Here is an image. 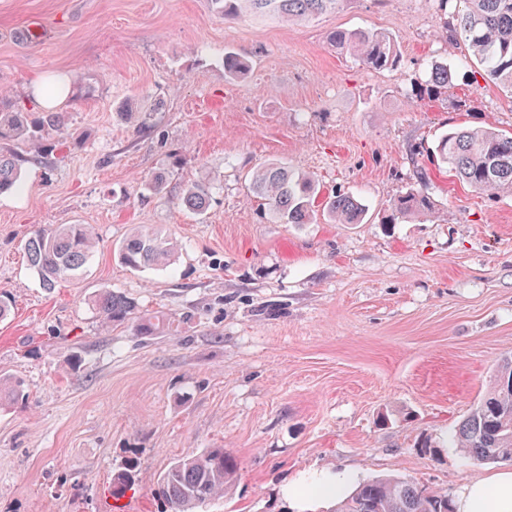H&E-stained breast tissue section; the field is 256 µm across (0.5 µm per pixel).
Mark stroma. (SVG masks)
<instances>
[{"mask_svg":"<svg viewBox=\"0 0 512 512\" xmlns=\"http://www.w3.org/2000/svg\"><path fill=\"white\" fill-rule=\"evenodd\" d=\"M433 0H342L314 19H227L211 0H0V112H31L28 82L70 75L63 135L22 155L0 196V369L26 397L0 409V512H160L159 475L224 447L239 463L198 512H328L288 497L324 474L394 476L459 496L512 461L465 463L448 436L512 354V197L422 158L433 215L386 223L417 182L410 153L448 130H512V94L470 62L438 98L415 97L446 51ZM394 37L375 70L329 43L340 29ZM250 64L224 74V52ZM149 114L139 132L117 106ZM282 162L322 194L361 198L359 224L262 218L247 175ZM164 175L162 192L143 189ZM206 182L204 215L185 208ZM92 225L83 278L42 288L25 243L38 229ZM135 224L177 241L173 268L134 271L115 249ZM159 316L158 333L103 325L100 289ZM78 357L80 367L64 363ZM432 439L433 449L423 448ZM143 481L109 485L126 457ZM210 187L203 183H195L183 189L181 201L195 213H205L209 207Z\"/></svg>","mask_w":512,"mask_h":512,"instance_id":"1","label":"stroma"}]
</instances>
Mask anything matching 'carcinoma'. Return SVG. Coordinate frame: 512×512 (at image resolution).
Wrapping results in <instances>:
<instances>
[{
    "instance_id": "1",
    "label": "carcinoma",
    "mask_w": 512,
    "mask_h": 512,
    "mask_svg": "<svg viewBox=\"0 0 512 512\" xmlns=\"http://www.w3.org/2000/svg\"><path fill=\"white\" fill-rule=\"evenodd\" d=\"M342 0H212L226 18L262 16L283 22L312 18L332 10ZM448 14L445 39L454 46L463 42L479 59L485 76L512 92V0H435ZM336 50L356 57L373 69L395 66L400 59L397 41L390 35L365 29H343L330 35ZM465 61L437 64L425 90L432 95L447 92L448 85ZM248 62L241 56L224 54V73L230 78L247 74ZM65 113L0 112V141L23 140L39 149L52 135L64 132ZM440 162L451 165L463 183L491 196H512V134L489 129L458 128L441 136L434 149ZM25 158L14 151L0 150V194L19 187ZM419 188L396 196L386 223L413 220L432 213L434 202L427 192L423 171ZM252 192L264 200L263 212L282 224H308L317 193L315 180L289 167L272 163L256 170L250 178ZM210 187L195 183L183 189L181 201L189 210L207 211ZM329 220L338 224H360L365 206L352 194L336 192L324 207ZM97 237L89 224H59L38 230L26 247L28 266L40 284L52 289L63 280L80 279L96 249ZM118 257L127 267L161 269L171 266L174 250L169 239L145 225H138L118 247ZM92 307L104 323L122 324L135 314L137 304L125 295L105 289L94 295ZM23 384L0 371V407L24 399ZM456 447L468 461L512 460V357H506L493 374L490 390L459 424L454 434ZM238 462L222 448H206L200 454L172 462L157 482L156 494L162 512H195L207 502L224 497L232 485ZM138 481V462L125 460L112 477L110 496L125 497ZM330 512H455L453 499L445 492L398 477L363 480L337 500Z\"/></svg>"
}]
</instances>
